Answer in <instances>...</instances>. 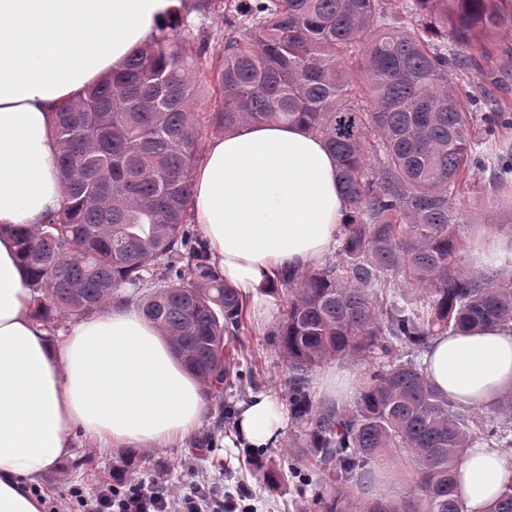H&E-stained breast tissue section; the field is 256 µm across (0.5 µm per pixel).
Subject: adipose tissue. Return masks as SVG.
<instances>
[{
	"mask_svg": "<svg viewBox=\"0 0 512 512\" xmlns=\"http://www.w3.org/2000/svg\"><path fill=\"white\" fill-rule=\"evenodd\" d=\"M179 5L0 0V512H42L30 485L71 457L74 426L105 445L149 448L183 440L206 414L201 385L133 308L108 305L52 345L12 235L62 203L59 107L120 67ZM191 181L212 264L244 294L281 269L322 262L346 218L334 156L297 124H246L212 139ZM424 373L457 405L494 408L512 394V325L435 336ZM283 427L264 396L237 423L254 446L277 441ZM458 476L466 512H487L512 486V456L474 445Z\"/></svg>",
	"mask_w": 512,
	"mask_h": 512,
	"instance_id": "obj_1",
	"label": "adipose tissue"
}]
</instances>
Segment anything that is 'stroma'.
I'll list each match as a JSON object with an SVG mask.
<instances>
[{
  "label": "stroma",
  "mask_w": 512,
  "mask_h": 512,
  "mask_svg": "<svg viewBox=\"0 0 512 512\" xmlns=\"http://www.w3.org/2000/svg\"><path fill=\"white\" fill-rule=\"evenodd\" d=\"M484 50L477 67L459 81V90L465 93L472 86H482L496 103L512 108V23L485 41ZM488 179V171L470 169L455 203L463 216L475 218L474 223L459 228L466 245H473L480 236L496 238L499 257L483 265L484 271L493 275L503 271V259L512 253V213L498 206V192ZM283 313V303L267 286L252 290L245 326L238 336L240 376L225 387L223 405L208 404L202 423L181 443L165 448L112 449L74 429L73 458L35 481L46 502L62 501L69 487L97 485L120 466L132 479L165 473L177 494L189 482L204 479L234 494L246 489L244 502L255 512H315V500L323 494L333 495L335 487L321 475L306 484L292 474L295 453L308 441L305 427L287 419L277 441L260 448L241 443L236 431L240 410L253 397H270L282 407L288 404L291 372L272 335Z\"/></svg>",
  "instance_id": "obj_1"
}]
</instances>
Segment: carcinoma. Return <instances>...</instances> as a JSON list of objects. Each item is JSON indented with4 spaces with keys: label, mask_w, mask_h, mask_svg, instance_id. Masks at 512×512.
Returning a JSON list of instances; mask_svg holds the SVG:
<instances>
[{
    "label": "carcinoma",
    "mask_w": 512,
    "mask_h": 512,
    "mask_svg": "<svg viewBox=\"0 0 512 512\" xmlns=\"http://www.w3.org/2000/svg\"><path fill=\"white\" fill-rule=\"evenodd\" d=\"M223 65L208 122L297 123L336 158L349 207L339 263L277 274L285 314L273 335L294 372L288 402L307 426L317 471L346 506L321 512H464L457 462L480 440L512 455V396L492 415L455 406L414 360L392 357L452 329L512 322V277L470 267L458 184L475 164L512 181V113L457 80L477 64L512 0H411L421 31L389 0H224ZM184 3L123 66L58 112L65 198L37 227L15 228L34 315L80 319L130 288L143 316L216 404L238 369L245 304L188 227L202 125L199 62L208 40L177 34ZM449 41H434L436 27ZM403 278L414 296L383 297ZM389 361L367 372L353 410L315 401L304 375L340 356ZM404 461V494L373 489L372 460Z\"/></svg>",
    "instance_id": "cac0c4a2"
}]
</instances>
